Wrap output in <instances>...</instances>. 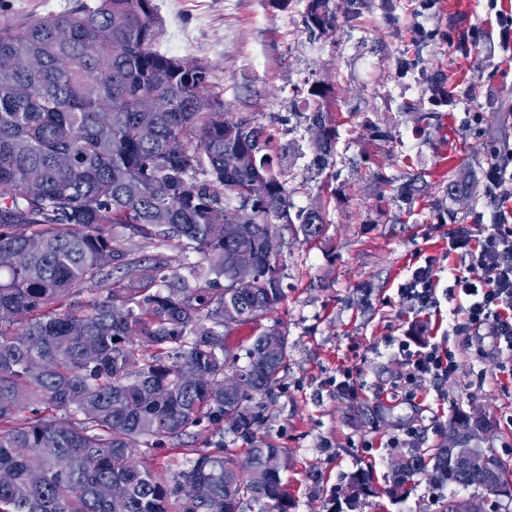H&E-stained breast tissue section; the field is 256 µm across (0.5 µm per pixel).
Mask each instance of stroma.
Returning <instances> with one entry per match:
<instances>
[{"label":"stroma","mask_w":512,"mask_h":512,"mask_svg":"<svg viewBox=\"0 0 512 512\" xmlns=\"http://www.w3.org/2000/svg\"><path fill=\"white\" fill-rule=\"evenodd\" d=\"M83 0H0V23L22 24ZM158 51L206 65L225 112L300 145L290 183L295 207L318 201L328 224L312 242L283 234L285 300L261 321L288 333V366L278 388L255 397L258 438L284 448L282 478L292 512H335L347 474L374 470L383 485L410 448L439 445L457 411L494 424L486 446L512 462V358L489 328L452 330L450 248L459 230L481 238L497 201L484 172L492 144L512 139V56L497 40L472 44L470 29L495 28L489 0H336L333 30L312 34L305 0L287 9L268 0H154ZM334 91L336 155L313 165L302 116L308 90ZM481 113L472 124V113ZM473 181L455 200L449 173ZM395 185H388V178ZM415 180L413 195L400 186ZM429 266L436 303L420 311L398 288ZM447 346L448 380H408L397 343L414 334ZM355 392L339 389L345 375ZM404 500L366 498L361 512H438L439 488L409 482Z\"/></svg>","instance_id":"stroma-1"}]
</instances>
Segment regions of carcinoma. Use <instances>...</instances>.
I'll return each instance as SVG.
<instances>
[{"instance_id": "1", "label": "carcinoma", "mask_w": 512, "mask_h": 512, "mask_svg": "<svg viewBox=\"0 0 512 512\" xmlns=\"http://www.w3.org/2000/svg\"><path fill=\"white\" fill-rule=\"evenodd\" d=\"M334 0H306L311 32L336 27ZM153 0H97L69 13L0 25V512H289L292 495L265 468L286 449L256 438L249 402L288 366V334L264 328L245 357L232 331L284 300L281 256L265 240L286 227L304 242L326 228L322 205L295 208L274 135L224 117L205 64L163 55ZM330 90L315 85L306 122L323 170L336 154ZM173 251L145 260L132 242ZM253 259L240 288L235 260ZM197 261L189 262L190 256ZM204 280L191 285L178 274ZM85 294L87 300L75 297ZM43 362L32 371L30 361ZM202 375L186 385L180 372ZM228 371L241 390L218 386ZM464 412L445 439L469 443ZM204 427L213 449L184 441ZM250 443L240 455L224 433ZM176 445L187 469L159 455ZM483 466L414 448L385 493L417 475L512 499V466L479 447ZM120 484L127 497L100 494ZM378 493L359 469L348 512Z\"/></svg>"}]
</instances>
